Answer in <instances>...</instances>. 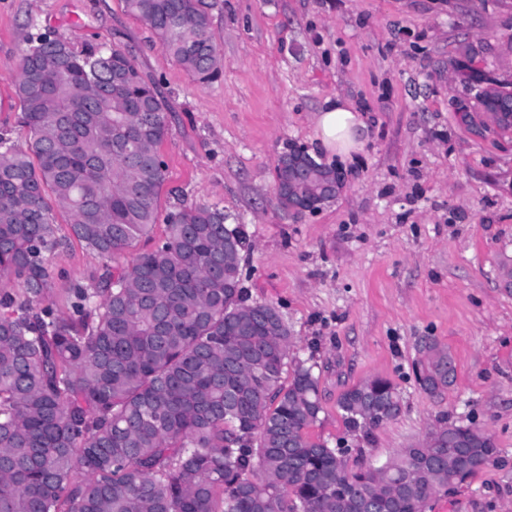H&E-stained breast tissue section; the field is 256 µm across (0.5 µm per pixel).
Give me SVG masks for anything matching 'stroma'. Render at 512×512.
<instances>
[{
    "mask_svg": "<svg viewBox=\"0 0 512 512\" xmlns=\"http://www.w3.org/2000/svg\"><path fill=\"white\" fill-rule=\"evenodd\" d=\"M44 29L78 47L117 45L159 86L171 126L160 210L206 203L242 225L251 301L279 309L290 359L319 378L312 437L345 442L353 468L384 463L439 422L473 423L494 438L495 459L426 512H512V134L478 98L512 89V0H220L211 31L223 74L209 85L123 0H0V130L21 146L14 84L26 37ZM335 96L367 123L346 166L314 139L315 114ZM289 142L347 175L300 216L274 192ZM52 261L58 295L102 264L75 240ZM426 337L456 364L440 396L416 381ZM371 378L392 382L402 410L366 439L336 401Z\"/></svg>",
    "mask_w": 512,
    "mask_h": 512,
    "instance_id": "obj_1",
    "label": "stroma"
}]
</instances>
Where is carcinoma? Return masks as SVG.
<instances>
[{"label": "carcinoma", "instance_id": "carcinoma-1", "mask_svg": "<svg viewBox=\"0 0 512 512\" xmlns=\"http://www.w3.org/2000/svg\"><path fill=\"white\" fill-rule=\"evenodd\" d=\"M201 84L218 80V0H124ZM26 146L0 135V512H423L497 452L486 431L443 423L393 466L350 471L345 449L309 435L323 411L313 366L288 362L290 331L243 285V231L216 205L158 221L170 125L156 83L118 48L29 36L15 87ZM275 167L278 205L288 156ZM71 235L104 259L88 285L53 298L52 256ZM447 348L419 361L420 386L448 385ZM337 408L368 435L400 413L380 378Z\"/></svg>", "mask_w": 512, "mask_h": 512}]
</instances>
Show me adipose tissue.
<instances>
[{
  "label": "adipose tissue",
  "instance_id": "adipose-tissue-1",
  "mask_svg": "<svg viewBox=\"0 0 512 512\" xmlns=\"http://www.w3.org/2000/svg\"><path fill=\"white\" fill-rule=\"evenodd\" d=\"M365 127L361 113L351 100L329 98L316 117L315 139L326 153L346 163L361 149Z\"/></svg>",
  "mask_w": 512,
  "mask_h": 512
}]
</instances>
